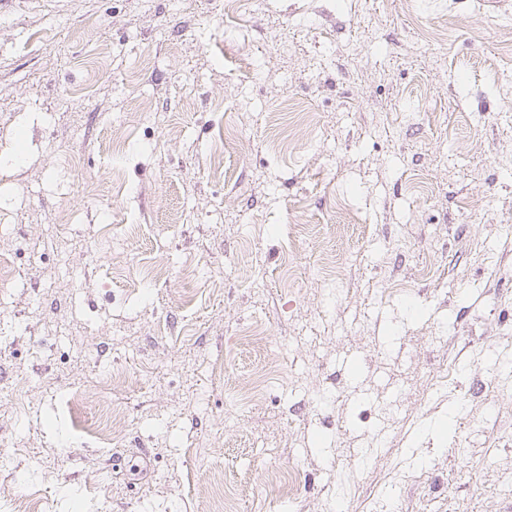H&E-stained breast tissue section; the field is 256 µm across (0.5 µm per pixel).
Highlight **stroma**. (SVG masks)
<instances>
[{
  "mask_svg": "<svg viewBox=\"0 0 512 512\" xmlns=\"http://www.w3.org/2000/svg\"><path fill=\"white\" fill-rule=\"evenodd\" d=\"M506 352L512 13H0V512H512Z\"/></svg>",
  "mask_w": 512,
  "mask_h": 512,
  "instance_id": "1",
  "label": "stroma"
}]
</instances>
